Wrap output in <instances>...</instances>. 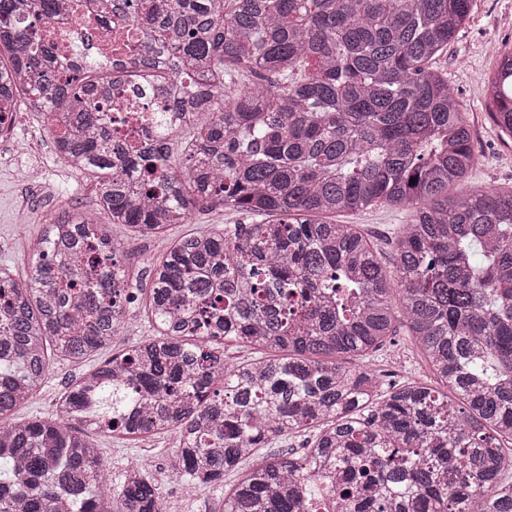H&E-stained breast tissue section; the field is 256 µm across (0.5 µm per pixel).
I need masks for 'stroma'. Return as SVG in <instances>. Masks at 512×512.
Returning a JSON list of instances; mask_svg holds the SVG:
<instances>
[{"label": "stroma", "instance_id": "35a3bbf8", "mask_svg": "<svg viewBox=\"0 0 512 512\" xmlns=\"http://www.w3.org/2000/svg\"><path fill=\"white\" fill-rule=\"evenodd\" d=\"M512 49V0H474L473 13L437 60L447 74L448 82L459 91L468 113L473 144L479 157L477 166L464 184L465 189L493 185L512 188V139L502 136L493 121L487 102L486 85L496 66L499 53ZM36 166L39 184L28 186L16 178L18 167ZM92 186L80 175L72 173L56 156L47 123L36 113L18 112L9 138H0V264L24 268L34 241L41 235L43 221L66 203L77 204L80 210L94 208ZM241 214L224 209L195 212L191 223L175 224L156 238H137L123 225H111L114 241L120 242L132 255L139 269L172 242L216 225L240 222ZM406 209L369 208L337 216L340 224L359 225L375 245L386 264H393L398 229L409 223ZM131 327L127 335L117 337L112 346L83 361L55 360L42 388L27 403L23 416L55 414L60 397L72 379L91 371L130 344L154 336V328L143 307L130 312ZM367 363L384 383L424 382L433 375L417 348L406 334L383 346L368 358ZM109 479H118L128 465L147 461L148 472L158 486L172 512H221L224 489L233 485L236 474H229L223 486H204L187 492L185 485L170 470L178 446L176 434L167 433L138 440L115 435H94Z\"/></svg>", "mask_w": 512, "mask_h": 512}]
</instances>
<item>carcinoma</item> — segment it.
I'll return each instance as SVG.
<instances>
[{"label":"carcinoma","mask_w":512,"mask_h":512,"mask_svg":"<svg viewBox=\"0 0 512 512\" xmlns=\"http://www.w3.org/2000/svg\"><path fill=\"white\" fill-rule=\"evenodd\" d=\"M473 0H104L145 30L115 77L61 75L28 20L64 0H0V113L51 118L57 157L96 182L27 267L0 265V512H164L142 465L112 488L92 434L174 432L173 468L224 483V512H512V190L448 189L478 163L463 104L432 67ZM167 99L144 147L86 105L114 80ZM491 116L512 137V52ZM192 112L180 132L170 115ZM252 218L150 264L148 292L109 225L157 237L200 208ZM405 208L388 268L356 224ZM145 302L158 336L71 381L56 413L14 418L47 346L95 356ZM403 319L437 385L383 387L365 364ZM256 349L224 360V343ZM310 433L300 455L257 449Z\"/></svg>","instance_id":"carcinoma-1"}]
</instances>
